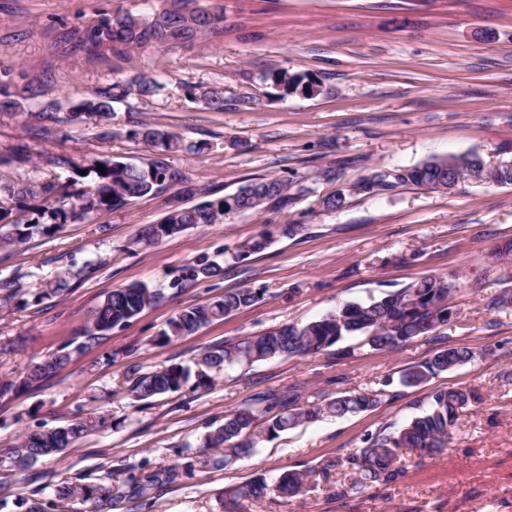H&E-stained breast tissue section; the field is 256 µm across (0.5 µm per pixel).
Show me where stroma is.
Masks as SVG:
<instances>
[{"label": "stroma", "mask_w": 512, "mask_h": 512, "mask_svg": "<svg viewBox=\"0 0 512 512\" xmlns=\"http://www.w3.org/2000/svg\"><path fill=\"white\" fill-rule=\"evenodd\" d=\"M224 33L175 46H150L110 65L84 64L61 52L65 30L83 28L101 11L150 16L162 0H0V72L18 84H42L62 110L120 84L109 129L97 123L42 122L25 109L0 113V153L18 145L28 164L0 167V180L56 182L80 199L95 178L49 164L64 155L91 162L107 151L141 165L151 154L135 130L161 125L181 140L168 163L189 183L131 199L116 209L87 211L25 243L0 248V382L19 381L29 364L65 351L70 362L39 385L0 397V457L23 434L80 417L95 428L52 458L22 472L0 471L5 512L52 492L60 478L80 485L124 482L132 465L164 467L182 445L198 446L225 414L270 394L296 391L300 403L331 394L379 389L390 396L371 410L305 423L262 441L221 469L154 492L153 507L129 497L103 512H228L225 492L257 475L320 468L362 447L367 435L399 427L425 408L431 390L475 387L480 395L459 419L450 445L424 465L407 464L389 486L336 498L318 483L304 496L243 501L240 512H512V311L495 295L512 291V270L491 254L512 239V184L462 182L454 191L399 185L355 192L364 168L394 172L432 156L474 152L487 166L512 165V0H219ZM317 81L319 93L286 92L278 70ZM156 85L151 96L141 81ZM219 91L224 108L201 98ZM276 176L304 193L285 209L227 215L150 243L146 233L172 206L190 207L235 193L251 179ZM346 205L329 211L334 191ZM294 225L285 233V225ZM270 242L238 256L260 233ZM219 262L224 273L190 278L188 269ZM429 273L456 276L464 290L447 324L395 352L333 350L277 357L225 369L213 386L186 384L146 401L130 392L140 375L191 364L205 350L284 324H304L349 302L404 287ZM69 289L48 294L57 279ZM142 283L158 300L130 322L86 340L89 312L112 290ZM479 285L470 293V285ZM250 288L252 307L213 320L196 334L164 343L159 333L184 307ZM479 351L466 366L428 385L396 384L400 371L448 344Z\"/></svg>", "instance_id": "1"}]
</instances>
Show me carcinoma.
Masks as SVG:
<instances>
[{"mask_svg":"<svg viewBox=\"0 0 512 512\" xmlns=\"http://www.w3.org/2000/svg\"><path fill=\"white\" fill-rule=\"evenodd\" d=\"M181 3L183 7L164 8L151 16L131 13H103L90 26L72 30L64 42L86 49L88 61H104L108 55L127 56L131 51L148 46H168L190 41L201 35H218L224 30V12L201 5L200 0H164ZM276 84L286 91L297 89L317 92L316 82L291 75L286 70L274 76ZM28 87L18 92L17 86L4 72L0 78V111L18 112L24 108ZM123 96L119 86L99 91L93 99L79 100L68 112L66 122L71 124L93 120L100 125L110 123L114 116L113 103ZM146 145L154 148V157L139 166L119 160L112 154H102L91 161L96 178L80 203L58 200V205L39 212V217L27 219L23 209L7 207L3 202L19 203L28 197L47 196L55 185L35 186L0 182V244L15 245L26 240L33 231L49 230L68 221H75L84 212L96 207L115 209L133 198L155 194L188 181L182 171L171 167L166 153L179 149L180 141L162 126L143 127L131 132ZM104 170H97L98 166ZM460 172L476 182L511 183L512 166L488 169L474 153L433 156L414 167L389 175L371 170L356 184L362 191H381L398 183L415 186L434 185L448 181ZM289 183L278 177H259L242 185L235 193L205 201L195 206L177 207L164 220L152 227L150 238L160 239L180 232L187 226L221 224L224 216L233 212L276 209L287 206L294 195L288 193ZM223 267L216 262H203L192 268L191 277L214 278ZM462 292L461 283L445 275L429 274L403 288L372 298L364 303H348L322 318L305 325H282L266 333L249 336L235 344L204 351L193 365L172 364L150 374L137 377L131 388L137 400H147L180 390L190 378L199 387H208L215 376L226 367L253 364L281 356H304L323 352L347 337L357 339L354 345L336 350V356L348 358L356 350L366 347L373 351H392L400 344L434 330L448 322V301ZM157 291L139 283L129 284L108 293L90 312L85 337L92 339L129 322L148 307ZM263 297L251 289L229 290L222 298L195 304L179 310L161 331L159 339L171 342L196 333L215 319L248 308ZM470 347L450 346L436 352L424 362L414 365L399 377L406 387L427 383L434 376L456 370L475 359ZM71 358L66 352L33 364L20 385L31 386L53 376ZM393 378L382 379V388L369 393L344 392L315 406H306L291 394H270L254 400L224 416V422L203 436L198 451L185 461L159 470L142 466L130 472L122 486L104 481H89L74 486L63 480L55 485L53 493L36 499L26 512H79L74 504L88 506L85 512H98L101 505L112 503L128 494L146 497L153 489L178 484L192 477L199 469L221 468L232 461L253 453L257 444L270 440L279 433L324 417L341 418L366 411L379 404L386 395V387ZM480 400L471 387H450L429 395L427 408L419 416L393 432L382 430L364 439V446L344 457L329 462L319 472L289 470L276 477L264 474L229 493L232 501L242 498H263L278 495L293 498L308 491L320 476L327 480L333 469L346 471L348 482L336 487V497L346 498L363 492L373 484L391 485L403 476V452L420 454L439 453L448 446L451 430L468 407ZM92 431L89 421L75 419L70 423L31 432L9 457L0 460L6 472L22 471L42 457L52 456Z\"/></svg>","mask_w":512,"mask_h":512,"instance_id":"carcinoma-1","label":"carcinoma"}]
</instances>
